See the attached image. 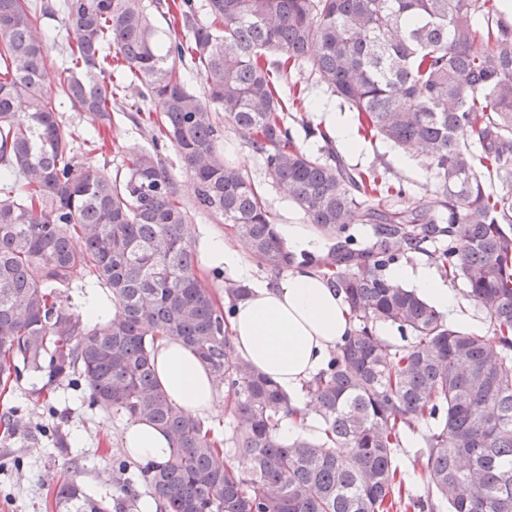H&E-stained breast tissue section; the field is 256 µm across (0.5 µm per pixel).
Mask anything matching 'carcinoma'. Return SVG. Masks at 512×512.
<instances>
[{"mask_svg": "<svg viewBox=\"0 0 512 512\" xmlns=\"http://www.w3.org/2000/svg\"><path fill=\"white\" fill-rule=\"evenodd\" d=\"M186 32L154 40L144 0H0V385L40 372L74 378L114 416L145 420L172 443L163 465L118 457L112 501L69 480L55 512H134L145 487L159 512H512V18L506 0H173ZM63 15L65 61L47 64L38 21ZM140 81L147 121L191 172L195 208L230 225L264 269L309 266L341 292L355 324L309 386L325 438L279 437L290 398L229 357L228 321L249 284L224 278L219 303L196 274L187 212L161 159L132 152L117 180L78 160L59 111L83 112L95 143L122 85ZM191 61L207 92L181 71ZM308 64L357 132L423 156L438 200L351 167L322 126L296 144L282 92ZM242 132L271 183L321 236L325 254L280 238L263 192L220 150L223 124ZM494 189H487V182ZM370 227V242L353 225ZM434 245L438 268L486 311L482 332L451 327L387 270ZM84 270L112 293L90 325L58 289ZM396 327L401 343L378 334ZM191 347L238 421L229 463L213 424L160 386L152 349ZM418 435L413 467L437 501L416 494L397 449Z\"/></svg>", "mask_w": 512, "mask_h": 512, "instance_id": "carcinoma-1", "label": "carcinoma"}]
</instances>
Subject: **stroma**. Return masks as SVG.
Listing matches in <instances>:
<instances>
[{
    "instance_id": "1",
    "label": "stroma",
    "mask_w": 512,
    "mask_h": 512,
    "mask_svg": "<svg viewBox=\"0 0 512 512\" xmlns=\"http://www.w3.org/2000/svg\"><path fill=\"white\" fill-rule=\"evenodd\" d=\"M288 84L306 87L309 97L321 104L319 110L301 111L312 123L341 120L334 97L317 86L310 67L291 70ZM155 130L136 119L127 100L112 108V124L101 131L102 148L80 151L82 163L109 169L124 176L131 151L158 149L166 170L177 183L188 214L187 230L192 241L207 233L225 236L227 243L241 248V241L223 221L200 213L194 207L192 176L174 147L167 142L154 145ZM221 147L226 156L249 174L262 189L278 224H303L307 217L271 185L258 156L246 138L233 127H225ZM349 165L366 168L385 164L388 177L409 190L436 197L437 183L424 162L402 165L398 154L384 143H365L346 154ZM22 417L25 429L7 433L3 427L12 416ZM125 419L89 405L85 392L67 381L48 383L41 375L28 373L0 394V512H54L59 486L74 479L97 497H111L115 487L112 460L124 456L122 431Z\"/></svg>"
}]
</instances>
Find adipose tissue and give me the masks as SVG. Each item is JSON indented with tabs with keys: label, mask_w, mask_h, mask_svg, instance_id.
<instances>
[{
	"label": "adipose tissue",
	"mask_w": 512,
	"mask_h": 512,
	"mask_svg": "<svg viewBox=\"0 0 512 512\" xmlns=\"http://www.w3.org/2000/svg\"><path fill=\"white\" fill-rule=\"evenodd\" d=\"M200 249L204 269L244 273L239 252L220 235L201 238ZM391 275L414 288L451 322L470 324L445 280L434 271L398 265ZM353 328L342 294L309 268L292 269L276 287L254 284L248 297L237 302L229 321L231 356L250 363L290 397L293 413L281 422L282 440L305 431L321 434L323 426L309 412L305 387ZM153 361L159 384L180 408L197 417L216 413L218 388L190 347L160 337L154 345ZM122 446L128 457L141 465L166 463L170 455L165 433L142 421L126 425Z\"/></svg>",
	"instance_id": "obj_1"
}]
</instances>
